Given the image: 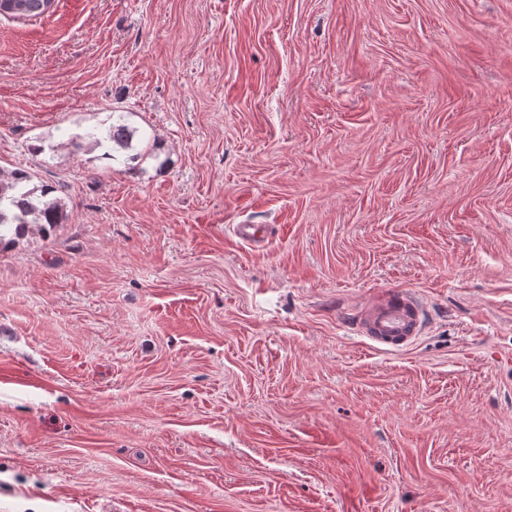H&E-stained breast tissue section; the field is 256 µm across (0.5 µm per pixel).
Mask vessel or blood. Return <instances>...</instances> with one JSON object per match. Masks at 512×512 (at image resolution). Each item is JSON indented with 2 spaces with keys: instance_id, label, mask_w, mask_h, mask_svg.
I'll use <instances>...</instances> for the list:
<instances>
[{
  "instance_id": "b4317fda",
  "label": "vessel or blood",
  "mask_w": 512,
  "mask_h": 512,
  "mask_svg": "<svg viewBox=\"0 0 512 512\" xmlns=\"http://www.w3.org/2000/svg\"><path fill=\"white\" fill-rule=\"evenodd\" d=\"M425 308L404 288H390L362 302L351 321V330L379 351L409 346L425 327Z\"/></svg>"
}]
</instances>
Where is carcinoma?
<instances>
[{"mask_svg":"<svg viewBox=\"0 0 512 512\" xmlns=\"http://www.w3.org/2000/svg\"><path fill=\"white\" fill-rule=\"evenodd\" d=\"M14 8L1 10L0 16L13 18H38L47 13L48 0H13ZM134 131L121 121L84 133H73L67 144L74 150L105 149L103 156L111 158V151L133 149ZM33 174L22 168L12 170L0 167V249H6L24 236L32 226L42 233L64 222L62 204L58 199H48L55 186L31 185Z\"/></svg>","mask_w":512,"mask_h":512,"instance_id":"carcinoma-1","label":"carcinoma"}]
</instances>
